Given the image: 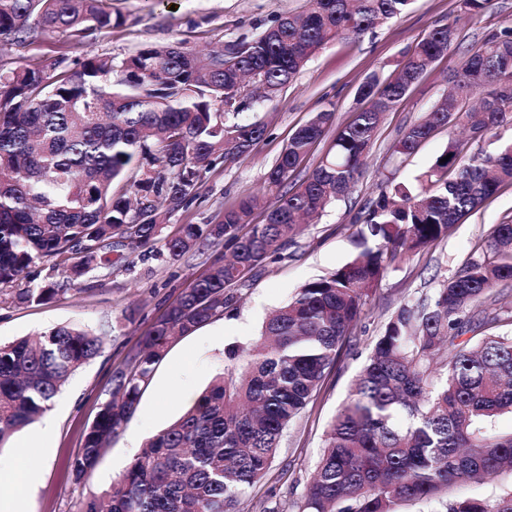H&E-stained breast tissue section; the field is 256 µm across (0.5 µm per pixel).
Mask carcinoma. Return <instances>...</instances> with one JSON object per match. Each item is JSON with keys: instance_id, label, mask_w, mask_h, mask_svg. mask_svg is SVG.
<instances>
[{"instance_id": "obj_1", "label": "carcinoma", "mask_w": 512, "mask_h": 512, "mask_svg": "<svg viewBox=\"0 0 512 512\" xmlns=\"http://www.w3.org/2000/svg\"><path fill=\"white\" fill-rule=\"evenodd\" d=\"M412 2L304 0L300 14L279 15L251 39L220 42L203 55L173 43L145 46L119 62L89 51L72 63L59 49L0 70V294L18 303L50 300L52 282L12 291L47 257L75 286L112 262V252L160 239L174 259L214 243L226 251L113 370L110 398L72 462L75 482L124 431L169 343L224 314L234 303L231 290L294 241L302 217L345 196L386 114L407 93L406 79L419 78L457 41L454 24L419 40L395 76H369L360 88L367 107L290 186L332 126L334 110L299 127L267 174L273 201L245 196L218 220L182 224L166 237L158 201L172 211L189 206L204 170L218 159H242L264 139L267 127L246 113L257 100L247 90L253 77L282 89L317 51L362 37ZM121 23L104 0H0V44L24 38L34 25L80 40ZM453 78L454 93L403 132L397 154H412L439 127H462L477 142L512 131L511 26L467 50ZM503 184H512V144L466 157L451 135L415 182L386 178L355 216L361 228L350 259L303 286L247 347H229L224 372L195 404L77 512H237L389 267L445 237ZM263 204L265 222L251 223ZM507 281L512 223L495 225L433 294L398 307L329 424L294 512H398L405 503L512 512V490L491 499L448 498L457 483L512 469V433L496 428L500 415L512 414V332L497 331L512 326V307L493 294ZM100 350V337L79 325L0 343V448Z\"/></svg>"}]
</instances>
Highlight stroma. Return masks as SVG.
Here are the masks:
<instances>
[{
	"label": "stroma",
	"instance_id": "1",
	"mask_svg": "<svg viewBox=\"0 0 512 512\" xmlns=\"http://www.w3.org/2000/svg\"><path fill=\"white\" fill-rule=\"evenodd\" d=\"M122 14V25L97 31L74 44L68 32L32 34L0 51V66L13 68L36 61L60 44L70 56L86 52L115 60L148 45L183 43L203 51L215 42L251 39L278 15L299 11L302 0H106ZM454 22L457 44L436 60L410 88L396 110L381 124L352 192L328 206L306 224L294 243L265 260L235 288L231 312L216 317L172 343L143 390L138 408L125 430L114 437L95 468L75 483L70 464L83 446L101 401L112 390V371L135 347L170 303L209 270L224 253L223 246L171 259L162 245L125 252L111 265L96 269L82 284L58 292L45 303L17 304L0 300V342L33 336L56 326L82 324L103 338L101 352L74 372L53 400L46 417L18 431L0 449V458L22 456L37 472L28 512H74L82 498L100 494L118 479L153 436L185 412L184 393L200 394L224 370V350L248 345L263 322L288 303L304 284L344 264L354 251L357 227L353 217L376 198L389 173L409 181L425 170L448 145L447 129L437 130L409 156L397 154L403 131L442 101L449 77L472 45L503 27L512 26V0H491L478 14L460 12L458 0H414L398 18L358 39L341 40L315 54L276 97L260 100L252 114L268 126L267 135L245 158L217 163L204 171L196 199L172 212L164 227L174 234L183 224L218 218L225 207L247 195L267 192L266 174L293 132L312 113L334 106L337 125L351 121L364 103L359 90L366 78L392 75L405 54L433 27ZM512 222V185H506L447 237L389 268L365 306L335 367L299 417L285 430L267 475L245 494L243 512H260L300 497L322 451L324 434L353 380L369 358L388 318L404 301L431 294L439 281L452 277L491 228ZM133 321H125V314Z\"/></svg>",
	"mask_w": 512,
	"mask_h": 512
}]
</instances>
